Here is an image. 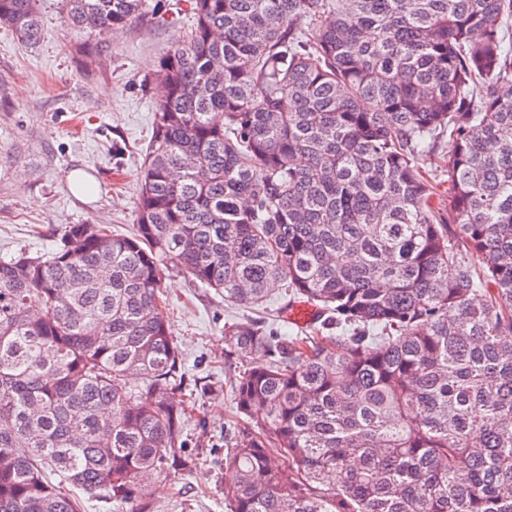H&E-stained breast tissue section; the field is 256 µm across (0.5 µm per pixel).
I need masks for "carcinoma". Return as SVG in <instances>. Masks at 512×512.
<instances>
[{"instance_id": "1", "label": "carcinoma", "mask_w": 512, "mask_h": 512, "mask_svg": "<svg viewBox=\"0 0 512 512\" xmlns=\"http://www.w3.org/2000/svg\"><path fill=\"white\" fill-rule=\"evenodd\" d=\"M185 2L132 230L0 261V512H154L140 489L190 470L171 269L320 313L224 328L266 357L230 381L225 512H512V0ZM60 5L71 38L146 10ZM0 24L36 44L37 0ZM444 135L446 214L418 166Z\"/></svg>"}]
</instances>
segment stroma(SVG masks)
Masks as SVG:
<instances>
[{"instance_id": "obj_1", "label": "stroma", "mask_w": 512, "mask_h": 512, "mask_svg": "<svg viewBox=\"0 0 512 512\" xmlns=\"http://www.w3.org/2000/svg\"><path fill=\"white\" fill-rule=\"evenodd\" d=\"M148 3L138 23L110 39H66L59 0H37L35 47L0 26V260L50 252L69 224H104L116 233L134 224L153 131L149 82L174 34L192 23L185 0ZM75 168L93 179L94 195L70 190L66 176ZM163 299L182 357L176 396L191 404L182 439L194 464L160 477L149 497L156 512H224V450L241 427L229 383L249 365L225 357L224 327L250 315L281 336L300 328L281 314L280 297L252 312L175 270Z\"/></svg>"}]
</instances>
